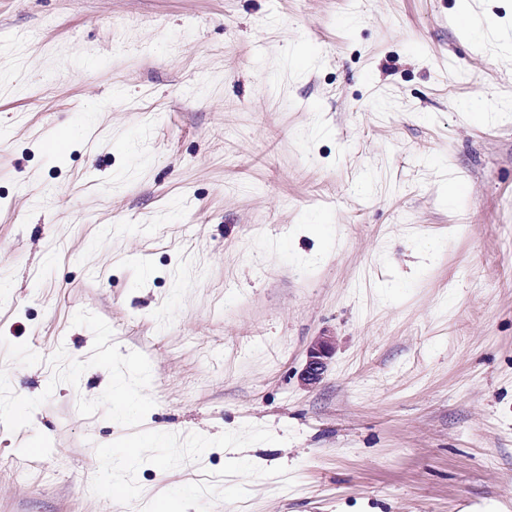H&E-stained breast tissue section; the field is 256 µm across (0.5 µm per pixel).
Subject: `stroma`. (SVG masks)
Masks as SVG:
<instances>
[{"label":"stroma","mask_w":512,"mask_h":512,"mask_svg":"<svg viewBox=\"0 0 512 512\" xmlns=\"http://www.w3.org/2000/svg\"><path fill=\"white\" fill-rule=\"evenodd\" d=\"M469 3L0 0V512H512V0ZM335 349L334 336L323 335L315 338L308 347L306 362L300 374L303 385L316 387L322 382Z\"/></svg>","instance_id":"obj_1"}]
</instances>
